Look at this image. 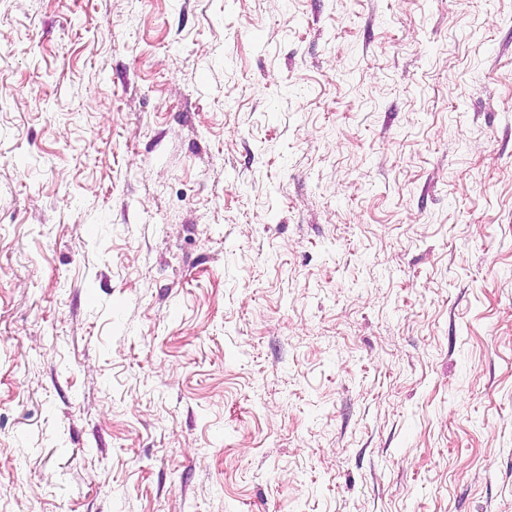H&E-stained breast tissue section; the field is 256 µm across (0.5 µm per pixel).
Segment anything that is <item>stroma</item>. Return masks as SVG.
Here are the masks:
<instances>
[{
	"instance_id": "35a3bbf8",
	"label": "stroma",
	"mask_w": 512,
	"mask_h": 512,
	"mask_svg": "<svg viewBox=\"0 0 512 512\" xmlns=\"http://www.w3.org/2000/svg\"><path fill=\"white\" fill-rule=\"evenodd\" d=\"M0 512H512V0H0Z\"/></svg>"
}]
</instances>
